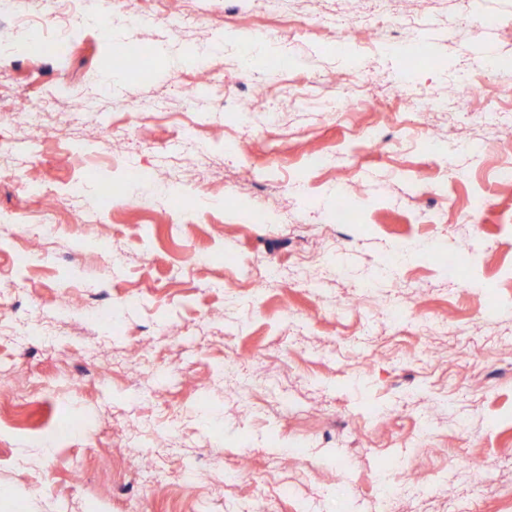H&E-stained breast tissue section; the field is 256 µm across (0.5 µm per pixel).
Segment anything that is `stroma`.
I'll use <instances>...</instances> for the list:
<instances>
[{
    "instance_id": "obj_1",
    "label": "stroma",
    "mask_w": 512,
    "mask_h": 512,
    "mask_svg": "<svg viewBox=\"0 0 512 512\" xmlns=\"http://www.w3.org/2000/svg\"><path fill=\"white\" fill-rule=\"evenodd\" d=\"M135 4L86 0L107 38L76 27L63 56L20 60L12 43L44 40L57 6L0 0V90L38 105L0 115L18 166L0 177V377L43 385L23 402L0 389V512H512V184L497 177L512 102L482 51L512 61V0H481L495 23L480 38L467 0H423L432 29L368 49L348 29L366 0H201L194 24L148 34ZM32 5L41 24L14 29ZM288 14L297 24L266 40ZM145 39L144 83L104 46ZM281 59L288 76L269 84ZM367 68L351 111L322 109L328 76ZM464 74L482 92L463 108ZM260 86L268 111H240ZM399 88L447 109L401 111ZM370 127L384 146L354 137ZM426 130L443 151L421 145ZM314 150L329 155L316 171ZM33 182L57 198L49 265L18 227L45 207ZM253 211L264 223H246ZM304 256L327 260L318 290ZM261 260L280 275L259 290L246 272ZM128 448L165 493L128 483ZM187 466L206 481L183 486Z\"/></svg>"
}]
</instances>
